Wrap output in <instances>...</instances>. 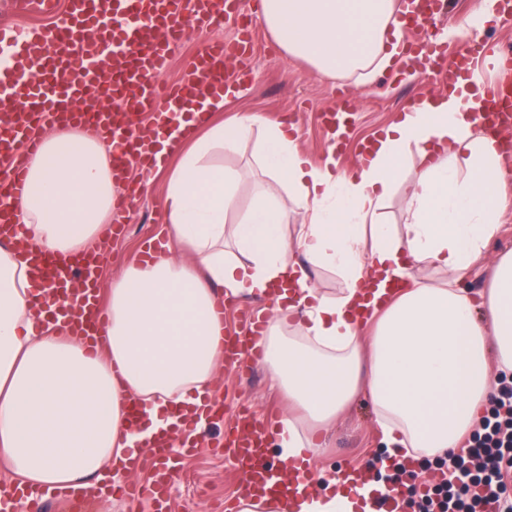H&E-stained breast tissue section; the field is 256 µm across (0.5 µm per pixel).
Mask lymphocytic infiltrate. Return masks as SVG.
<instances>
[{"label": "lymphocytic infiltrate", "instance_id": "f902f5d3", "mask_svg": "<svg viewBox=\"0 0 512 512\" xmlns=\"http://www.w3.org/2000/svg\"><path fill=\"white\" fill-rule=\"evenodd\" d=\"M449 476L422 494L419 512H512V379H501L481 426L448 453Z\"/></svg>", "mask_w": 512, "mask_h": 512}]
</instances>
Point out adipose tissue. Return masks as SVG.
I'll list each match as a JSON object with an SVG mask.
<instances>
[{
  "label": "adipose tissue",
  "mask_w": 512,
  "mask_h": 512,
  "mask_svg": "<svg viewBox=\"0 0 512 512\" xmlns=\"http://www.w3.org/2000/svg\"><path fill=\"white\" fill-rule=\"evenodd\" d=\"M401 10L399 0H261L259 18L287 56L340 80L391 65ZM483 84L473 69L448 93L404 108L351 173L340 170L335 146L312 163L295 127L261 113L207 124L224 99L198 100L192 119L159 141V159L178 158L166 185L167 250L110 283L103 351L65 336L61 318L36 302L26 257L0 247V460L22 482L50 488L104 478L180 426L181 413L210 408L222 370L221 303L268 295L275 305L258 344L287 401L280 462L311 463L318 433L361 392L386 451L364 484L301 494L295 512H367L390 489L381 473L401 449L431 458L458 447L487 413L492 366L512 372V252L493 261L479 297L461 285L512 209L500 189L507 159L471 116ZM256 131L263 171L286 182L288 197L259 188L231 223L241 176L216 157ZM412 155L408 219L396 228L382 211ZM116 189L105 135L60 124L28 159L16 218L43 252L86 251L101 239ZM295 207L309 220L289 236ZM313 269L337 271L338 291L316 288ZM367 292L376 324L365 336L355 313Z\"/></svg>",
  "instance_id": "obj_1"
}]
</instances>
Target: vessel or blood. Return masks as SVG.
<instances>
[{
  "instance_id": "b4317fda",
  "label": "vessel or blood",
  "mask_w": 512,
  "mask_h": 512,
  "mask_svg": "<svg viewBox=\"0 0 512 512\" xmlns=\"http://www.w3.org/2000/svg\"><path fill=\"white\" fill-rule=\"evenodd\" d=\"M436 0H418L415 12L402 16L411 30L409 53L418 69L436 78L439 85H453L458 73L476 59L492 66H512V55L496 45L468 43L452 59L434 47L427 23L435 16ZM239 0H66L61 25L44 28L0 25V240L12 239L18 249L28 244L21 225L12 220L11 206L22 196L28 154L38 146L34 127L46 122L95 126L112 142V171L125 180L131 167L150 169L157 151L155 138L177 121L178 105L195 98L223 92L233 94L232 63H244L252 53L249 25H241L233 43H208L174 84L159 82L174 48L188 31H210L237 12ZM512 80L486 83L474 109L479 127L489 134L512 131ZM151 118L152 136L136 134L135 116ZM36 283L54 282L51 292L39 296L45 309L63 312L70 336L94 351L104 347L100 328L106 312L99 295V257L87 252L63 261L52 255H30ZM265 319L248 314L236 329L252 360L262 351L255 339L264 334ZM269 431L263 421L241 417L240 429L228 434L224 453L239 469L242 494L272 495L288 502L297 490L296 481L274 482L266 459ZM152 460L154 472L145 484L102 481L91 490H49L16 484L12 498L30 501L35 512L50 500L81 508L93 500L121 493L130 502L149 500L155 512H168L170 491L178 474L166 438L150 443L146 453L131 459L132 468Z\"/></svg>"
}]
</instances>
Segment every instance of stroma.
<instances>
[{
  "label": "stroma",
  "instance_id": "stroma-1",
  "mask_svg": "<svg viewBox=\"0 0 512 512\" xmlns=\"http://www.w3.org/2000/svg\"><path fill=\"white\" fill-rule=\"evenodd\" d=\"M259 4L260 0H241L237 16L226 19L222 27L210 32H188L175 48L164 76L168 82L178 80L208 41H232L240 19H250L254 51L247 78L237 97L216 113V120H228L239 112H261L273 122H293L300 133L302 150L316 163L322 160L328 145L322 114L334 106L337 95H344L352 105V124L338 159L341 169L349 171L359 162L360 148L393 122L405 105L439 90L423 76L409 77L395 64L371 80L324 79L304 60L282 52L258 19ZM222 161L241 175L238 209L246 211L255 188L270 182L261 170L254 142L225 151ZM166 175L163 169L131 172V181L141 184L142 192L130 205L129 221L123 231L106 232L97 247L101 287H108L126 264L136 261L148 243L166 236ZM508 251H512V212L504 216L498 234L488 244L482 260L468 272L463 287L473 294L483 290L492 260ZM217 387L224 421L207 427V438L197 452L181 458L180 475L171 489L172 512H224L225 504L235 496L238 477L231 461L217 450V443L233 429L240 412L262 419L270 414L280 415L284 407L260 365L245 376L223 368ZM326 441V448L320 449L312 461L314 472L326 478L336 470L369 463L383 453L382 432L369 397L362 394L355 398L329 428Z\"/></svg>",
  "mask_w": 512,
  "mask_h": 512
}]
</instances>
